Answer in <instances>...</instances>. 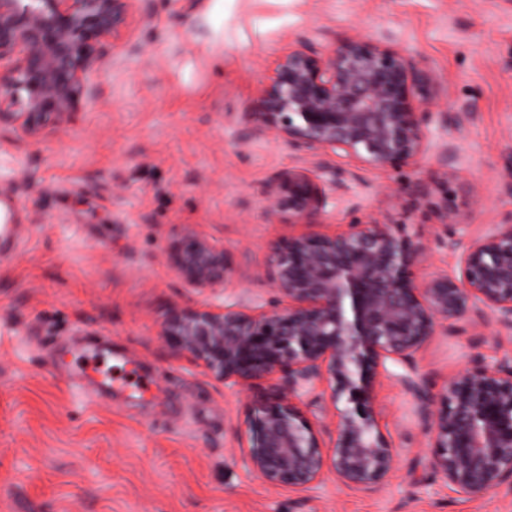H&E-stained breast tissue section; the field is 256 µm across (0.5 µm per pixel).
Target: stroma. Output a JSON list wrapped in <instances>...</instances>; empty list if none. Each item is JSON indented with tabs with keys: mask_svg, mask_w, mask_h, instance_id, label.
<instances>
[{
	"mask_svg": "<svg viewBox=\"0 0 512 512\" xmlns=\"http://www.w3.org/2000/svg\"><path fill=\"white\" fill-rule=\"evenodd\" d=\"M385 30L434 78L429 149L360 170L318 230L392 225L426 245L422 282L455 272L449 239L512 221V0H142L92 99L40 139L0 133V190L21 216L0 261V512H512V489L473 496L431 470L428 426L388 377L375 395L398 465L380 490L269 485L236 439L269 381L225 387L158 334L172 305L214 300L167 259L185 225L224 249L254 306L275 299L268 251L304 227L269 216L267 187L305 161L273 134L239 131L298 37ZM465 103L475 119L446 124ZM442 205L454 223H440ZM90 351L153 377L150 390L77 379ZM506 356L512 334L466 318L416 362L437 399L458 372Z\"/></svg>",
	"mask_w": 512,
	"mask_h": 512,
	"instance_id": "1",
	"label": "stroma"
}]
</instances>
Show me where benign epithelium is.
<instances>
[{
	"mask_svg": "<svg viewBox=\"0 0 512 512\" xmlns=\"http://www.w3.org/2000/svg\"><path fill=\"white\" fill-rule=\"evenodd\" d=\"M140 0H0V130L36 139L65 120L107 66L105 42L135 22ZM429 74L415 56L382 38L323 43L301 38L276 63L260 111L240 133L271 132L311 159L267 190L270 216L296 224L343 197L358 168L415 163L428 145ZM460 251L454 275L413 280L425 247L387 224L357 220L333 234L302 233L276 242L269 263L277 299L266 310L242 294L215 306L174 305L159 335L228 387L273 381V395L237 430L249 468L267 483L307 490L332 474L342 485L381 488L394 470L392 446L376 408L375 383L386 364L418 402L434 448L432 465L469 494L512 487V358L452 378L434 410L417 378L415 356L438 328L474 314L512 331V222L496 224ZM167 257L201 292L232 285L224 250L191 226L170 240ZM324 387L334 407L332 445L296 404Z\"/></svg>",
	"mask_w": 512,
	"mask_h": 512,
	"instance_id": "1",
	"label": "benign epithelium"
}]
</instances>
